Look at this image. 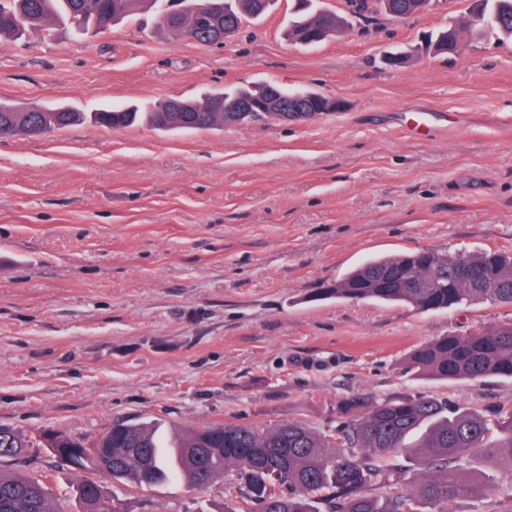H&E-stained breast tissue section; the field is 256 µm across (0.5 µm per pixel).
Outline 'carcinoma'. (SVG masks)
Returning <instances> with one entry per match:
<instances>
[{"label": "carcinoma", "instance_id": "obj_1", "mask_svg": "<svg viewBox=\"0 0 512 512\" xmlns=\"http://www.w3.org/2000/svg\"><path fill=\"white\" fill-rule=\"evenodd\" d=\"M270 0H169L155 11L157 24L174 35L207 44L211 21L203 6L214 10L224 37L244 19L264 15ZM159 0H0V47L31 33L49 37L53 25L77 32L106 30L120 19L152 12ZM356 14L383 9L394 18L423 12L431 0H349ZM469 17L430 35L438 55L457 52L462 33H497L512 38V0H473ZM349 20L322 8L315 0H297L289 20V40L312 48L335 37ZM283 102L314 107L319 94L263 83L231 92L217 91L190 99L189 112L173 126L167 102L149 108L135 105L87 114L73 107H19L0 100V136L39 135L87 119L113 129L148 118L164 132L213 130L229 125L224 104L231 99H258L268 89ZM326 295L347 300L403 302L420 311L461 308L474 302L512 305V254L432 250L399 253L369 260ZM406 370L419 377L481 381L512 378V326H495L444 336L414 349ZM328 431L288 421L259 430L226 423L191 431L172 440L171 464L147 421L116 422L93 442L71 438L83 453L82 469L150 487L182 474L190 488H202L231 470L229 488L237 507L224 512H448L468 499L489 496L501 486L482 475L477 463L512 465V408H500L489 420L478 411L446 400L398 395L386 398L352 395L336 403ZM31 443L12 427L0 425V459L21 456ZM83 512H100L108 500L100 481L83 479L77 486ZM0 512H59L47 476L32 477L0 468Z\"/></svg>", "mask_w": 512, "mask_h": 512}]
</instances>
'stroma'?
I'll return each instance as SVG.
<instances>
[{"label":"stroma","instance_id":"1","mask_svg":"<svg viewBox=\"0 0 512 512\" xmlns=\"http://www.w3.org/2000/svg\"><path fill=\"white\" fill-rule=\"evenodd\" d=\"M468 7L356 15L311 49L284 36L290 0L220 43L125 20L0 47V99L26 107L92 112L262 82L346 103L302 122L167 134L88 121L0 138V423L90 444L135 418L167 435L323 430L357 393L511 407L510 378H415L404 359L512 324V306L319 296L375 256L512 251V41L466 35L447 57L422 38ZM397 50L409 62L387 67ZM16 466L52 473L61 512H82L84 471L46 448ZM485 473L502 493L456 512H512V468ZM225 485L110 491L119 512H222Z\"/></svg>","mask_w":512,"mask_h":512}]
</instances>
